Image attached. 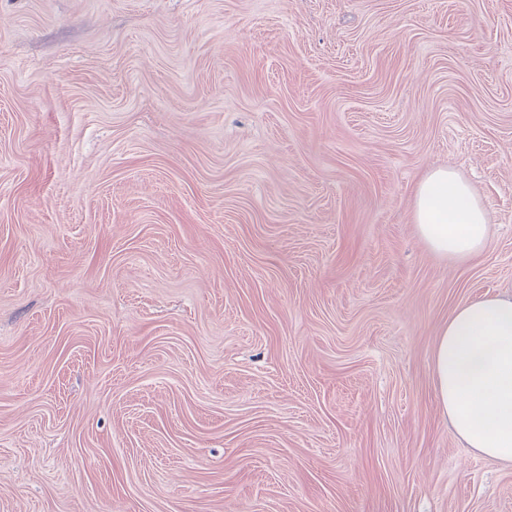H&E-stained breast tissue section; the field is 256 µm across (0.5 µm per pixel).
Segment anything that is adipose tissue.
<instances>
[{
    "instance_id": "adipose-tissue-1",
    "label": "adipose tissue",
    "mask_w": 512,
    "mask_h": 512,
    "mask_svg": "<svg viewBox=\"0 0 512 512\" xmlns=\"http://www.w3.org/2000/svg\"><path fill=\"white\" fill-rule=\"evenodd\" d=\"M416 229L437 255L468 261L489 232L486 211L454 170L428 172L414 188ZM437 403L466 447L512 464V296L484 295L457 306L433 348Z\"/></svg>"
}]
</instances>
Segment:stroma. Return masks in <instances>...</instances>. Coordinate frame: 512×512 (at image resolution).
Returning <instances> with one entry per match:
<instances>
[{"instance_id":"stroma-1","label":"stroma","mask_w":512,"mask_h":512,"mask_svg":"<svg viewBox=\"0 0 512 512\" xmlns=\"http://www.w3.org/2000/svg\"><path fill=\"white\" fill-rule=\"evenodd\" d=\"M485 294L512 0H0V512H512L432 382ZM418 234L437 255L468 261L480 254L489 232L486 211L471 185L454 170L428 172L414 188Z\"/></svg>"}]
</instances>
